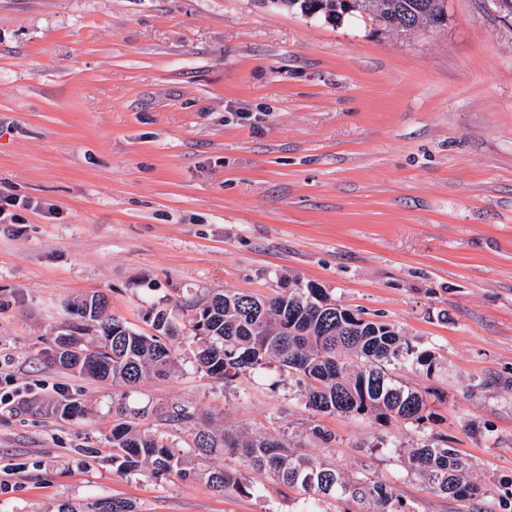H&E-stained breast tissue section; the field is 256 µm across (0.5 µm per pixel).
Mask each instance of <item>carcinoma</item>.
I'll return each mask as SVG.
<instances>
[{"instance_id":"carcinoma-1","label":"carcinoma","mask_w":512,"mask_h":512,"mask_svg":"<svg viewBox=\"0 0 512 512\" xmlns=\"http://www.w3.org/2000/svg\"><path fill=\"white\" fill-rule=\"evenodd\" d=\"M322 2L338 15L364 16L372 11L388 28L413 24L442 9L446 0H268L273 7L305 12ZM105 299L93 294L74 307L78 321L58 337L53 363L79 376L124 388L112 396V462L136 472L144 466L154 475L176 471L199 475L218 492L247 490V476L226 468H196L218 450L237 454L252 469L273 474L281 486L316 500L351 498L367 501L373 512H409L395 504L394 489L363 478L345 476L336 465L301 455L276 437L210 429L197 422L194 408L175 406L160 412L163 427L143 430L135 420L149 408L132 405L133 388L146 377L167 378L179 371L175 350L161 336L176 325L165 309L153 311L155 333L147 335L117 318L104 316ZM195 331L197 365L206 375L233 383L239 376L272 360L305 380L306 405L319 413L373 414L384 420L421 421L427 409L422 394L396 384L387 366L394 361L432 369L428 350H418L392 324L370 320L336 303L324 288L288 281L271 297L226 291L189 305ZM94 336L83 340L81 334ZM357 362L351 366V362ZM172 428L186 433L185 446L169 442ZM414 469L442 494L478 503L486 491L469 479L468 460L441 445L411 448ZM141 512L126 499H98L90 512Z\"/></svg>"}]
</instances>
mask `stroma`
Instances as JSON below:
<instances>
[{"label": "stroma", "mask_w": 512, "mask_h": 512, "mask_svg": "<svg viewBox=\"0 0 512 512\" xmlns=\"http://www.w3.org/2000/svg\"><path fill=\"white\" fill-rule=\"evenodd\" d=\"M438 32L272 9L259 0H0V512L100 498L141 512H297L301 497L246 471L251 493L112 462L111 383L48 357L70 305L151 332L172 312L181 370L135 405L286 439L408 512H471L438 494L407 449L447 439L512 502V17L449 0ZM296 279L431 351L395 381L425 393L419 422L308 409L270 362L234 385L198 369L185 302L269 296ZM77 399L84 415L57 404Z\"/></svg>", "instance_id": "obj_1"}]
</instances>
